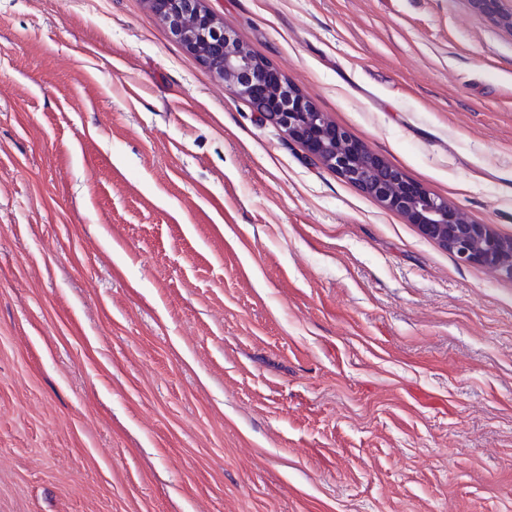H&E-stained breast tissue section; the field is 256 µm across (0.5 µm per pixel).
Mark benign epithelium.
I'll list each match as a JSON object with an SVG mask.
<instances>
[{
	"mask_svg": "<svg viewBox=\"0 0 512 512\" xmlns=\"http://www.w3.org/2000/svg\"><path fill=\"white\" fill-rule=\"evenodd\" d=\"M512 28V11L500 0H475ZM170 34L224 80L233 93L255 103L261 119L275 123L287 139L300 142L310 161L326 165L362 192L394 210L448 249L464 265L479 264L512 279V238L490 224H472L448 201L420 187L405 190L406 177L366 145L336 128L275 67L253 56L204 6V0H148Z\"/></svg>",
	"mask_w": 512,
	"mask_h": 512,
	"instance_id": "7a95c632",
	"label": "benign epithelium"
}]
</instances>
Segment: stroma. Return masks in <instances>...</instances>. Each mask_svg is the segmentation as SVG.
I'll list each match as a JSON object with an SVG mask.
<instances>
[{
	"instance_id": "stroma-1",
	"label": "stroma",
	"mask_w": 512,
	"mask_h": 512,
	"mask_svg": "<svg viewBox=\"0 0 512 512\" xmlns=\"http://www.w3.org/2000/svg\"><path fill=\"white\" fill-rule=\"evenodd\" d=\"M205 4L512 238V29ZM0 512H512V279L306 160L147 0H0Z\"/></svg>"
}]
</instances>
